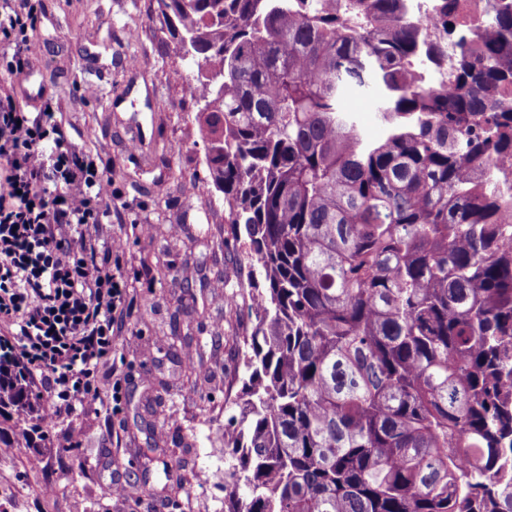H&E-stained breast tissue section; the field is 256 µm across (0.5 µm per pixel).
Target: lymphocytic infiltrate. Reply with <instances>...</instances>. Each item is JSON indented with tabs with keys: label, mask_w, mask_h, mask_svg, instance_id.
I'll return each mask as SVG.
<instances>
[{
	"label": "lymphocytic infiltrate",
	"mask_w": 512,
	"mask_h": 512,
	"mask_svg": "<svg viewBox=\"0 0 512 512\" xmlns=\"http://www.w3.org/2000/svg\"><path fill=\"white\" fill-rule=\"evenodd\" d=\"M34 22L28 2L0 9V41L13 49L8 70H24L35 54ZM109 187L53 106L30 115L0 85V354L38 380L51 426L76 415L88 395L109 392L116 409L123 400L122 372L110 359L129 288L115 262L124 243L102 230Z\"/></svg>",
	"instance_id": "lymphocytic-infiltrate-1"
}]
</instances>
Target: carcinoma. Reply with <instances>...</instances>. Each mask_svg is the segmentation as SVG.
<instances>
[{"instance_id":"1","label":"carcinoma","mask_w":512,"mask_h":512,"mask_svg":"<svg viewBox=\"0 0 512 512\" xmlns=\"http://www.w3.org/2000/svg\"><path fill=\"white\" fill-rule=\"evenodd\" d=\"M156 0L252 289L224 512H512V2L448 58L405 0ZM346 93L368 100L366 136ZM44 413L0 356V411ZM342 105L347 110L359 112L361 124L368 136L378 137L381 135L382 127L379 124L376 114L373 112H361L363 101L356 96L349 95L343 99Z\"/></svg>"}]
</instances>
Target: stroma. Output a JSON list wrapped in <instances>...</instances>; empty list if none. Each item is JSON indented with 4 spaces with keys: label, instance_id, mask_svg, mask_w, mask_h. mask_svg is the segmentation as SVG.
Returning <instances> with one entry per match:
<instances>
[{
    "label": "stroma",
    "instance_id": "stroma-1",
    "mask_svg": "<svg viewBox=\"0 0 512 512\" xmlns=\"http://www.w3.org/2000/svg\"><path fill=\"white\" fill-rule=\"evenodd\" d=\"M155 7L40 0L29 68L0 65V84L23 111L52 101L73 142L101 160L112 183L103 231L124 239L130 283L112 345L123 365L120 410L89 400L68 421L79 447L55 439L40 469L24 449L0 452V512H224L229 456L213 441L240 412L245 371L232 339L251 323L245 306L230 310L216 298V287L227 281L247 294L263 279L250 277L244 238L205 178L197 106L182 88L194 64L161 32ZM175 332L192 336L204 381L188 380L184 358L169 352ZM205 477L201 502L189 489Z\"/></svg>",
    "mask_w": 512,
    "mask_h": 512
}]
</instances>
